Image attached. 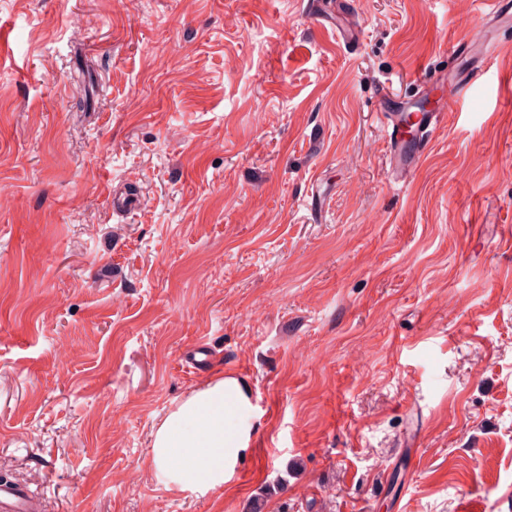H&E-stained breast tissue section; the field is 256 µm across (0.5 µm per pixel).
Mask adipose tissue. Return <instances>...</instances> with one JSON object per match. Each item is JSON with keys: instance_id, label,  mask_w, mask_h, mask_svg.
I'll return each instance as SVG.
<instances>
[{"instance_id": "ef3b65f1", "label": "adipose tissue", "mask_w": 512, "mask_h": 512, "mask_svg": "<svg viewBox=\"0 0 512 512\" xmlns=\"http://www.w3.org/2000/svg\"><path fill=\"white\" fill-rule=\"evenodd\" d=\"M249 391L218 375L170 411L152 433L151 463L168 485L203 495L233 479L250 450Z\"/></svg>"}]
</instances>
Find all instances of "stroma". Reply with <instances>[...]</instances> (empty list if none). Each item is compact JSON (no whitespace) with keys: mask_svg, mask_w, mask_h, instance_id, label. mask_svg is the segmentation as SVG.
<instances>
[{"mask_svg":"<svg viewBox=\"0 0 512 512\" xmlns=\"http://www.w3.org/2000/svg\"><path fill=\"white\" fill-rule=\"evenodd\" d=\"M347 2L353 54L307 0H0V482L40 512H512V37L397 185L374 92L480 0ZM228 366L249 479L166 487L154 427Z\"/></svg>","mask_w":512,"mask_h":512,"instance_id":"obj_1","label":"stroma"}]
</instances>
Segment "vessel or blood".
<instances>
[{
	"label": "vessel or blood",
	"instance_id": "obj_1",
	"mask_svg": "<svg viewBox=\"0 0 512 512\" xmlns=\"http://www.w3.org/2000/svg\"><path fill=\"white\" fill-rule=\"evenodd\" d=\"M463 27L478 30V37H466L461 45L469 55L466 68L448 73L443 98L435 110L418 111V96L430 93V84H422L417 96L378 97V117L383 130V143L388 173L396 183L409 180L428 149L434 132L448 113L457 111L468 89L486 72L489 57L499 44L496 32L512 27V0H491L489 12L479 19H465ZM329 26L338 42L354 46L359 40V27L345 8V0H336V15ZM39 506L27 487L0 482V512H38Z\"/></svg>",
	"mask_w": 512,
	"mask_h": 512
}]
</instances>
